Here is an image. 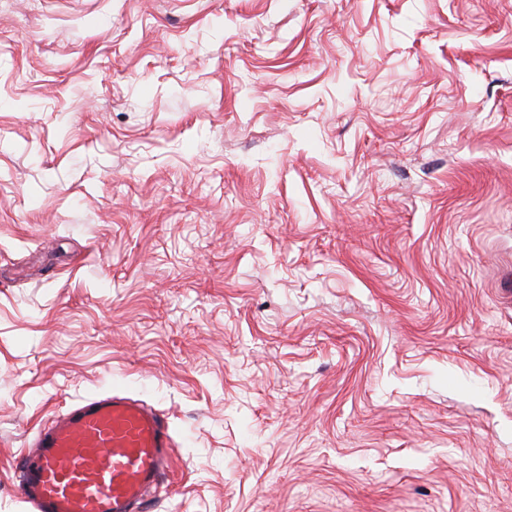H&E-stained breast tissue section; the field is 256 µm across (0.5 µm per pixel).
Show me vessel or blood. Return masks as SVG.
I'll return each mask as SVG.
<instances>
[{
    "label": "vessel or blood",
    "instance_id": "obj_1",
    "mask_svg": "<svg viewBox=\"0 0 512 512\" xmlns=\"http://www.w3.org/2000/svg\"><path fill=\"white\" fill-rule=\"evenodd\" d=\"M167 416L124 389L69 405L22 456L32 512H137L171 467Z\"/></svg>",
    "mask_w": 512,
    "mask_h": 512
}]
</instances>
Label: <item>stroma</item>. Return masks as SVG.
<instances>
[{"mask_svg":"<svg viewBox=\"0 0 512 512\" xmlns=\"http://www.w3.org/2000/svg\"><path fill=\"white\" fill-rule=\"evenodd\" d=\"M512 0H0V512L149 384L145 512H512Z\"/></svg>","mask_w":512,"mask_h":512,"instance_id":"stroma-1","label":"stroma"}]
</instances>
